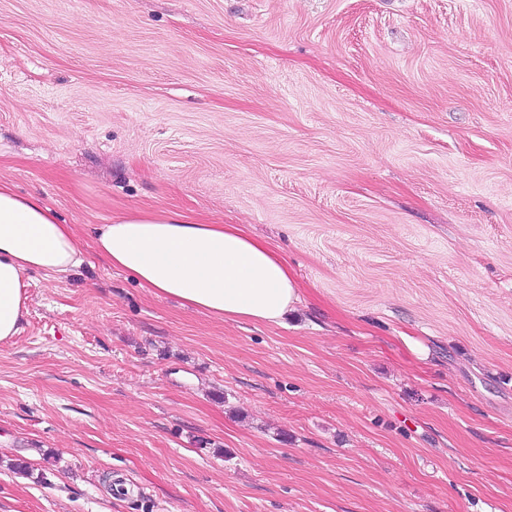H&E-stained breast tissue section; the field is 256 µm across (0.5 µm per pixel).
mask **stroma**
Listing matches in <instances>:
<instances>
[{
	"label": "stroma",
	"instance_id": "35a3bbf8",
	"mask_svg": "<svg viewBox=\"0 0 512 512\" xmlns=\"http://www.w3.org/2000/svg\"><path fill=\"white\" fill-rule=\"evenodd\" d=\"M0 180L301 284L255 324L30 274L0 512H512V0H0Z\"/></svg>",
	"mask_w": 512,
	"mask_h": 512
}]
</instances>
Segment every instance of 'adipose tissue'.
Segmentation results:
<instances>
[{"instance_id":"1","label":"adipose tissue","mask_w":512,"mask_h":512,"mask_svg":"<svg viewBox=\"0 0 512 512\" xmlns=\"http://www.w3.org/2000/svg\"><path fill=\"white\" fill-rule=\"evenodd\" d=\"M90 252L148 292L223 321L279 322L300 295L287 261L243 225L134 213L100 225L87 242L46 201L0 180V345L21 331L28 274L70 273Z\"/></svg>"}]
</instances>
